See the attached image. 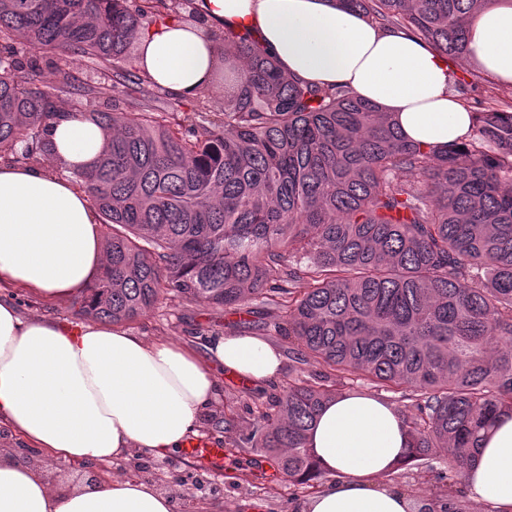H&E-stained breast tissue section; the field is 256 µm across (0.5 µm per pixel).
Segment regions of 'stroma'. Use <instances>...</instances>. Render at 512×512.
<instances>
[{
	"instance_id": "stroma-1",
	"label": "stroma",
	"mask_w": 512,
	"mask_h": 512,
	"mask_svg": "<svg viewBox=\"0 0 512 512\" xmlns=\"http://www.w3.org/2000/svg\"><path fill=\"white\" fill-rule=\"evenodd\" d=\"M447 65L453 79L451 91L469 110L479 111L480 100L488 97L499 105H512V85H500L481 76L478 66L469 58H451ZM0 295L11 297L28 318L49 317L72 325L86 321L71 299L48 300L29 290L4 287L0 288ZM278 323L274 313L257 303L246 310L225 309L189 303L170 294L136 322L127 324L126 330L149 343L169 341L187 347L205 361L210 358V337L249 333L280 350L283 379L311 376L314 367L303 362ZM216 379L221 394L204 416L199 435L231 450L232 462L223 473L211 472L181 454L161 459L135 450L129 461L107 467L52 463L45 468L47 476H137L172 492L178 501V512H296L287 482H261L249 477L256 455L247 441L254 434L259 410L270 396L278 393V386L259 389L221 369L217 370ZM228 413L235 418L230 431L224 428V416Z\"/></svg>"
}]
</instances>
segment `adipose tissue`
<instances>
[{
  "instance_id": "ef3b65f1",
  "label": "adipose tissue",
  "mask_w": 512,
  "mask_h": 512,
  "mask_svg": "<svg viewBox=\"0 0 512 512\" xmlns=\"http://www.w3.org/2000/svg\"><path fill=\"white\" fill-rule=\"evenodd\" d=\"M198 18L170 19L141 35L142 67L174 96L207 90L225 27L250 31L282 70L309 84H338L391 113L425 148L466 140L472 114L448 89V67L426 43L372 25L333 0H196ZM469 56L512 83V0L467 24ZM105 133L84 119L50 128L54 166L0 160V282L66 300L90 287L104 260L102 216L71 175L88 170ZM204 362L183 347L148 343L98 323L76 328L28 319L0 297V424L45 460L111 463L132 449L178 451L217 397L218 363L257 385L277 383L283 357L250 335L220 336ZM328 479L299 512H412L391 468L410 445L386 401L345 394L325 403L309 434ZM464 489L493 512H512V413L485 433L461 472ZM172 493L143 479L96 485L50 481L39 465L0 453V512H175Z\"/></svg>"
}]
</instances>
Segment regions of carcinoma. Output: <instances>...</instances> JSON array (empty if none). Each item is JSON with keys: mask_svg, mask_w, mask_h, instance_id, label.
<instances>
[{"mask_svg": "<svg viewBox=\"0 0 512 512\" xmlns=\"http://www.w3.org/2000/svg\"><path fill=\"white\" fill-rule=\"evenodd\" d=\"M335 2L446 59L468 54V18L497 0ZM169 18H195L194 0H0V159L53 163L46 136L62 118L107 136L73 173L107 230L80 312L133 322L170 293L260 303L321 368L258 416L254 448L289 483L319 491L313 423L339 386L364 388L413 399L395 470L441 484L419 512H478L458 477L512 411V114L487 106L471 139L425 149L375 104L284 73L226 26L221 45L244 69L220 53L222 96L199 104L201 120H178L137 66L141 33ZM85 62L112 76L79 80ZM214 108L223 118L206 116Z\"/></svg>", "mask_w": 512, "mask_h": 512, "instance_id": "1", "label": "carcinoma"}]
</instances>
